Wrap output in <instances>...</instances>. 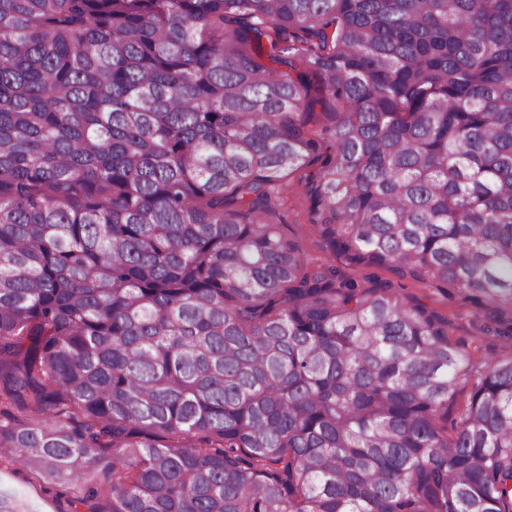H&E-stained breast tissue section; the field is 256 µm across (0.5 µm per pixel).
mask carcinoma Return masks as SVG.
I'll list each match as a JSON object with an SVG mask.
<instances>
[{"label": "carcinoma", "mask_w": 512, "mask_h": 512, "mask_svg": "<svg viewBox=\"0 0 512 512\" xmlns=\"http://www.w3.org/2000/svg\"><path fill=\"white\" fill-rule=\"evenodd\" d=\"M321 147L333 249L512 336V0H0V465L90 512H512V354L273 221ZM320 166L317 153L312 154L304 167L288 176V188L280 194L279 213L284 218V230L302 249L308 268L326 272L336 286L354 283L359 290H371L389 285L397 296L409 305L423 307L448 323L453 339L482 344L487 356L508 354L512 350L511 336H498L489 309H478L458 291L437 288L427 280L401 276L391 266L354 262L341 255L325 242L318 227L311 223L310 201L303 183Z\"/></svg>", "instance_id": "cac0c4a2"}]
</instances>
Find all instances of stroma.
<instances>
[{"label":"stroma","mask_w":512,"mask_h":512,"mask_svg":"<svg viewBox=\"0 0 512 512\" xmlns=\"http://www.w3.org/2000/svg\"><path fill=\"white\" fill-rule=\"evenodd\" d=\"M319 166L317 158H309L302 169L288 176L287 187L280 194L279 213L284 219V229L301 247L310 270L327 273L338 285L352 283L362 290L394 288L403 301L421 306L445 321L452 338L479 343L488 356L512 352V337L496 334L489 310L476 308L458 291L399 275L387 265L358 263L334 252L311 222L310 201L303 187L305 179L316 173ZM0 491L32 501L40 512H72L70 496L64 488L44 486L23 468L1 472Z\"/></svg>","instance_id":"stroma-1"}]
</instances>
